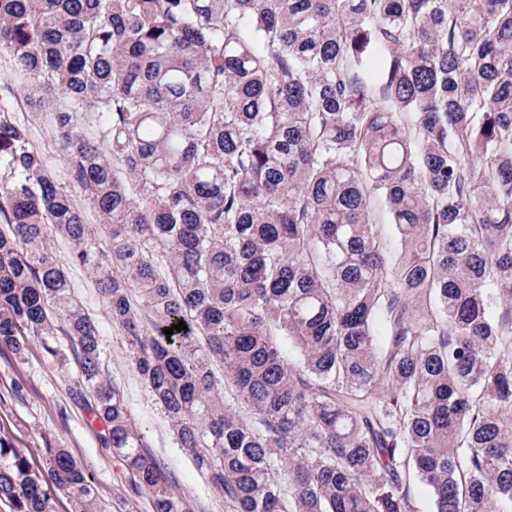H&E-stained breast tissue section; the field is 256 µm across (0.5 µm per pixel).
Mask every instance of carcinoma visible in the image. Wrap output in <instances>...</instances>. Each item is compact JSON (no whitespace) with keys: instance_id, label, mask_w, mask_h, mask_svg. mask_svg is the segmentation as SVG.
Instances as JSON below:
<instances>
[{"instance_id":"obj_1","label":"carcinoma","mask_w":512,"mask_h":512,"mask_svg":"<svg viewBox=\"0 0 512 512\" xmlns=\"http://www.w3.org/2000/svg\"><path fill=\"white\" fill-rule=\"evenodd\" d=\"M2 54L81 198L0 103V355L66 337L152 512L57 234L224 512H512V0H0ZM62 496L0 433V508Z\"/></svg>"}]
</instances>
